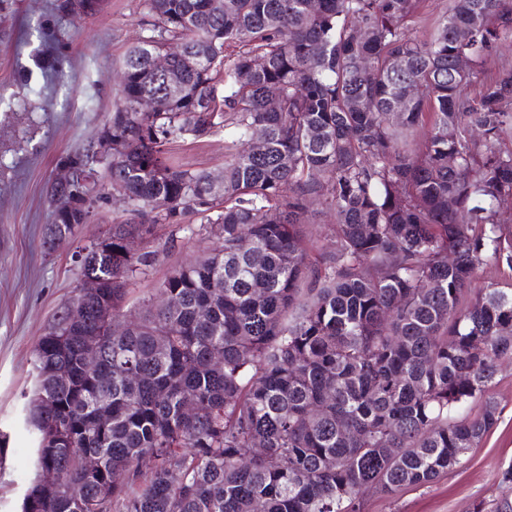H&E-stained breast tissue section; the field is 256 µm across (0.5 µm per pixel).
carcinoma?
I'll return each mask as SVG.
<instances>
[{
  "label": "carcinoma",
  "mask_w": 512,
  "mask_h": 512,
  "mask_svg": "<svg viewBox=\"0 0 512 512\" xmlns=\"http://www.w3.org/2000/svg\"><path fill=\"white\" fill-rule=\"evenodd\" d=\"M417 4L224 0L215 15L209 0H148L157 30L125 58L112 159L70 156L105 169L130 217L78 250L100 288L35 347L22 512H362L366 491L461 467L496 425L490 400L460 410L512 360V288L472 287L487 265L512 270V68H483L512 35V0H449L426 41L408 25ZM173 40L187 60L159 75L150 60ZM145 95L156 111H137ZM219 118L234 128L220 180L168 162ZM73 192L83 208L49 225L51 245L100 194L49 189ZM316 202L336 220L323 267L306 245ZM192 206L220 207L216 245L127 317L156 260L143 243ZM108 309L118 331L87 371ZM471 512H512V463Z\"/></svg>",
  "instance_id": "carcinoma-1"
}]
</instances>
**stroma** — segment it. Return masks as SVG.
I'll list each match as a JSON object with an SVG mask.
<instances>
[{
    "mask_svg": "<svg viewBox=\"0 0 512 512\" xmlns=\"http://www.w3.org/2000/svg\"><path fill=\"white\" fill-rule=\"evenodd\" d=\"M59 2L0 0V512H21L35 476L25 423L34 350L81 286L75 252L126 217L123 202L97 200L74 237L47 247V189L63 158L97 141L119 98L124 57L155 22L146 0H106L93 16L61 14ZM229 138L224 128L189 138L173 144L171 157L217 175ZM207 219L203 209L188 211L146 241L157 259L133 282L129 312L144 311L173 269L215 245ZM489 395L498 422L464 467L390 498L365 494V512H469L494 495L500 469L512 463V361L500 363Z\"/></svg>",
    "mask_w": 512,
    "mask_h": 512,
    "instance_id": "1",
    "label": "stroma"
}]
</instances>
